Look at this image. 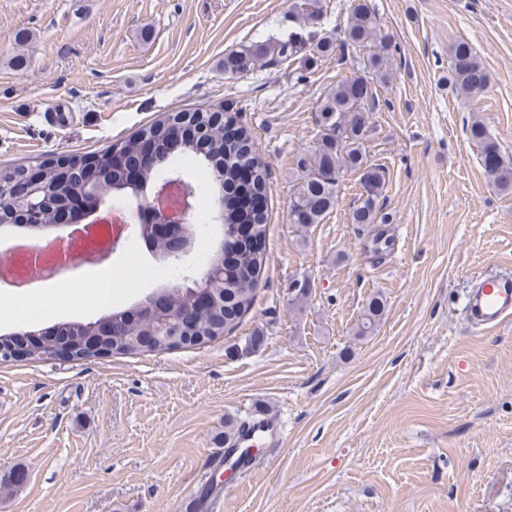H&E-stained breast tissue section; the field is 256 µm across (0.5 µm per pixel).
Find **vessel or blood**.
Instances as JSON below:
<instances>
[{"instance_id":"obj_1","label":"vessel or blood","mask_w":512,"mask_h":512,"mask_svg":"<svg viewBox=\"0 0 512 512\" xmlns=\"http://www.w3.org/2000/svg\"><path fill=\"white\" fill-rule=\"evenodd\" d=\"M467 320L479 330L500 326L512 321V276H475L467 300ZM283 438V426L278 417L268 415L254 420L246 431L235 440L236 447L246 448L253 444L279 447Z\"/></svg>"}]
</instances>
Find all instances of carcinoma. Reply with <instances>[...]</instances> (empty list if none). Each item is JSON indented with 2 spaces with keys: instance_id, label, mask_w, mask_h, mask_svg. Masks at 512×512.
<instances>
[{
  "instance_id": "carcinoma-1",
  "label": "carcinoma",
  "mask_w": 512,
  "mask_h": 512,
  "mask_svg": "<svg viewBox=\"0 0 512 512\" xmlns=\"http://www.w3.org/2000/svg\"><path fill=\"white\" fill-rule=\"evenodd\" d=\"M376 30V15L367 0H353L343 43L369 49L365 66L379 81L386 83L392 75L390 59L398 47L385 41L375 43ZM303 49V43L290 39L280 44L277 56L281 62H291ZM265 55L261 47H245L224 57V70L245 71ZM487 83L486 69L472 47L464 40L457 42L450 52L448 84L469 99L482 93ZM376 99L374 83L363 77L347 80L323 95L316 113L318 146L311 157L297 162V174L292 176L291 223L301 232L321 223L336 206L341 178L349 171L361 172L364 187L358 205L351 211L352 223H387L388 216L380 214L377 208L385 183L383 171L376 165H366L361 151L370 114L376 109ZM466 133L480 146L487 176L501 190L512 191V162L501 154L484 124L475 119L466 126ZM146 140L153 141L160 154L157 164L146 173L147 185L158 180L160 172L167 170L171 160L178 158L190 160L198 169L199 176L194 183L197 189L240 185L243 183L240 172L248 169L252 179L243 183L248 192L266 194L268 172L256 150L252 131L242 125L237 114L224 111L222 105L169 112L101 151L66 155V165L45 171V194L60 205L81 199L93 208L112 194L114 188L139 191L137 187L126 185L125 172L114 166L113 157H123L130 163L138 161ZM88 158L92 159L95 178L99 181L96 191L89 188V178L85 174ZM24 170L23 165L0 167V218L11 212L9 182ZM243 224L252 227L255 237L266 238L267 212H244L224 203V256L210 252L202 263L204 268L224 267V278L214 277L206 283L216 297L208 312H195V281L184 276L168 289L169 306L182 318L181 341L156 336L154 325L137 312L126 315L117 311L112 333L106 338L99 339L98 320L89 319L77 327H62L56 336L39 337L38 342L31 344L32 354L38 359H48L54 346L63 339L78 346L77 360L97 357L99 343L113 355L141 354L143 350L132 344L136 336L155 337L153 351L164 352L201 345L231 333L251 309L267 261L265 254L255 252L247 240L235 235ZM392 247L393 238L382 234L369 245L370 251L380 259L389 254ZM384 310L385 302L381 298H370L358 319L355 335L365 337L374 333Z\"/></svg>"
}]
</instances>
